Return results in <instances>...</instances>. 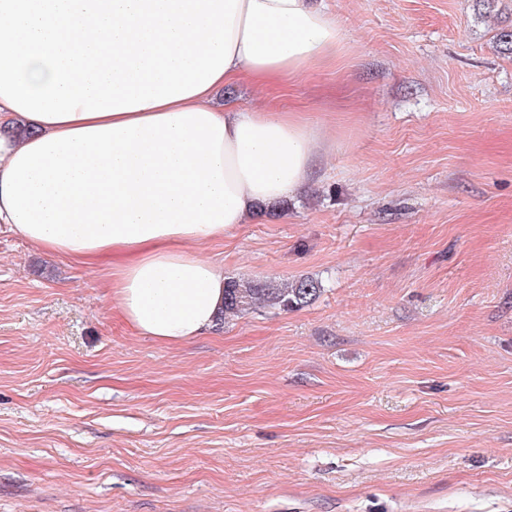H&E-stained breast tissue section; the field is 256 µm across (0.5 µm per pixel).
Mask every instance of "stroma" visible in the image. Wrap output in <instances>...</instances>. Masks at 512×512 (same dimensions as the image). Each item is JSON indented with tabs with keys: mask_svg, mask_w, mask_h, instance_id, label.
<instances>
[{
	"mask_svg": "<svg viewBox=\"0 0 512 512\" xmlns=\"http://www.w3.org/2000/svg\"><path fill=\"white\" fill-rule=\"evenodd\" d=\"M324 5L337 66L217 96L318 128L317 176L198 249L323 292L164 345L0 227V512H512V0Z\"/></svg>",
	"mask_w": 512,
	"mask_h": 512,
	"instance_id": "stroma-1",
	"label": "stroma"
}]
</instances>
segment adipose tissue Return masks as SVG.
I'll list each match as a JSON object with an SVG mask.
<instances>
[{"label": "adipose tissue", "mask_w": 512, "mask_h": 512, "mask_svg": "<svg viewBox=\"0 0 512 512\" xmlns=\"http://www.w3.org/2000/svg\"><path fill=\"white\" fill-rule=\"evenodd\" d=\"M343 51L313 0H0V225L84 264L125 256L105 270L116 313L201 336L227 279L197 246L300 192L324 150L295 113L215 96Z\"/></svg>", "instance_id": "obj_1"}]
</instances>
